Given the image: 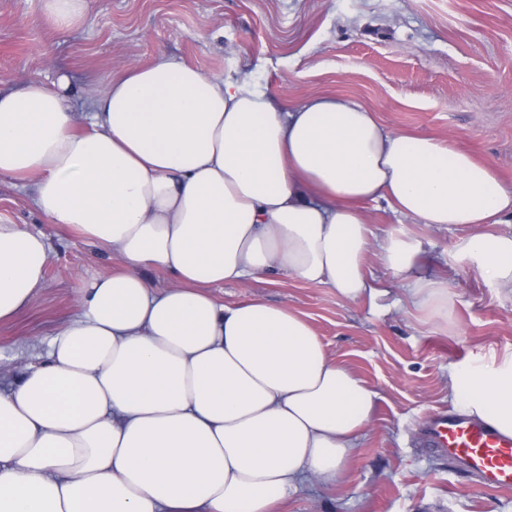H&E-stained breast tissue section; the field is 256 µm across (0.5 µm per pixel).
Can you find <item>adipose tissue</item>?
I'll return each mask as SVG.
<instances>
[{
  "mask_svg": "<svg viewBox=\"0 0 512 512\" xmlns=\"http://www.w3.org/2000/svg\"><path fill=\"white\" fill-rule=\"evenodd\" d=\"M76 129L67 77L0 94V179L30 185L51 223L117 254L78 276L79 314L0 389V512H273L306 481L335 484L378 393L288 307L209 292L285 274L347 301L379 293L457 329L446 279L406 230L376 238L361 206L466 224L457 247L512 297V185L431 137L387 131L349 98L284 107L268 88L174 58L133 64ZM45 234L0 223V320L45 282ZM173 274L155 289L147 268ZM462 413L512 437V353L448 375Z\"/></svg>",
  "mask_w": 512,
  "mask_h": 512,
  "instance_id": "adipose-tissue-1",
  "label": "adipose tissue"
}]
</instances>
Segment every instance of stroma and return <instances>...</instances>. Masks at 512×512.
I'll return each mask as SVG.
<instances>
[{
    "instance_id": "1",
    "label": "stroma",
    "mask_w": 512,
    "mask_h": 512,
    "mask_svg": "<svg viewBox=\"0 0 512 512\" xmlns=\"http://www.w3.org/2000/svg\"><path fill=\"white\" fill-rule=\"evenodd\" d=\"M41 5L0 0V92L31 80L51 86L68 73L79 129L109 73L174 57L266 85L284 104L357 100L389 131L452 143L512 184V0H88L84 22L69 32L42 17ZM364 211L376 235L403 227L421 241L422 273L446 278L456 297L457 333L396 308L397 281L374 251L364 271L388 290L374 304L281 274L211 290L225 304L255 298L302 314L329 357L378 393L345 478L302 484L281 512H512V491L486 488L423 444L426 417L450 406L449 370L512 352V298L452 262L472 226L429 227L382 200ZM0 221L43 232L51 246L42 291L0 322L2 389L78 314L76 277L121 261L51 224L29 188L8 180H0Z\"/></svg>"
}]
</instances>
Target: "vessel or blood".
Returning a JSON list of instances; mask_svg holds the SVG:
<instances>
[{
  "instance_id": "1",
  "label": "vessel or blood",
  "mask_w": 512,
  "mask_h": 512,
  "mask_svg": "<svg viewBox=\"0 0 512 512\" xmlns=\"http://www.w3.org/2000/svg\"><path fill=\"white\" fill-rule=\"evenodd\" d=\"M430 450L448 454L458 470L478 474L491 488H512V437L448 412L434 415L425 432Z\"/></svg>"
}]
</instances>
